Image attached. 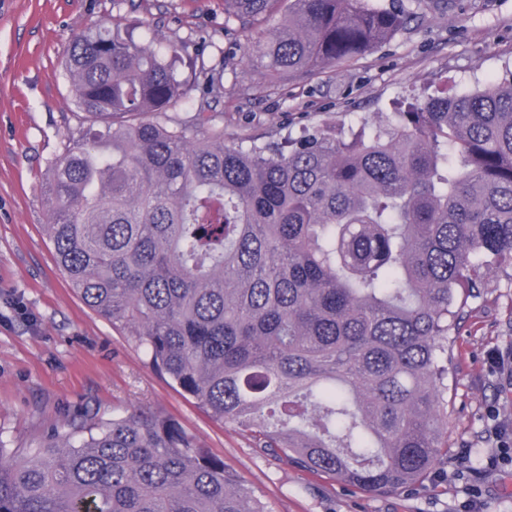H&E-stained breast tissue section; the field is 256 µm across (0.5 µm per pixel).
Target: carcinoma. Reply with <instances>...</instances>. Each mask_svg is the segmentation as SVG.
Listing matches in <instances>:
<instances>
[{"instance_id": "obj_1", "label": "carcinoma", "mask_w": 512, "mask_h": 512, "mask_svg": "<svg viewBox=\"0 0 512 512\" xmlns=\"http://www.w3.org/2000/svg\"><path fill=\"white\" fill-rule=\"evenodd\" d=\"M224 0L248 59L313 78L409 16L371 0ZM118 13L70 46L77 135L48 233L92 310L261 453L375 495L448 456L450 349L483 272L512 269V79L369 126L226 141L222 76ZM189 105L190 122L171 115ZM0 512H268L173 419L75 417L0 448Z\"/></svg>"}]
</instances>
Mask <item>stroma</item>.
I'll return each instance as SVG.
<instances>
[{"mask_svg": "<svg viewBox=\"0 0 512 512\" xmlns=\"http://www.w3.org/2000/svg\"><path fill=\"white\" fill-rule=\"evenodd\" d=\"M414 19L381 47L302 83L247 63L224 0H0V440L28 447L73 411L136 410L177 421L222 458L269 512H512V288L486 276L453 345L447 458L420 483L371 495L260 454L148 365L141 348L80 299L59 271L46 224L49 162L77 126L63 60L87 28L122 13L158 47L185 45L223 69L212 110L228 138L275 140L306 125L376 124L398 102L466 94L512 74V0H379Z\"/></svg>", "mask_w": 512, "mask_h": 512, "instance_id": "stroma-1", "label": "stroma"}]
</instances>
